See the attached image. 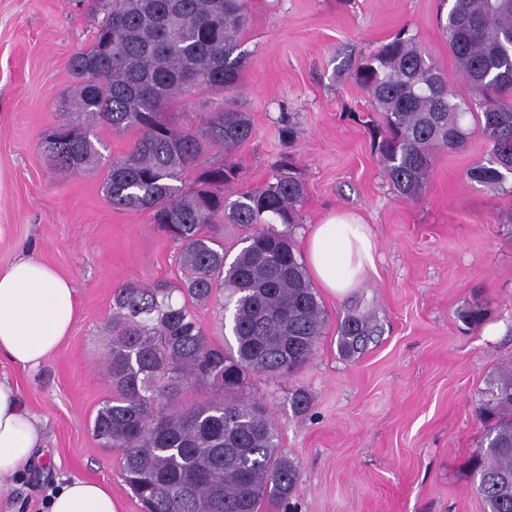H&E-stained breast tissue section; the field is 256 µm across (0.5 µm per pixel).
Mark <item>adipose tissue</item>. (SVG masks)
<instances>
[{
	"instance_id": "adipose-tissue-1",
	"label": "adipose tissue",
	"mask_w": 512,
	"mask_h": 512,
	"mask_svg": "<svg viewBox=\"0 0 512 512\" xmlns=\"http://www.w3.org/2000/svg\"><path fill=\"white\" fill-rule=\"evenodd\" d=\"M376 245L352 213L333 211L312 225L304 258L321 288L343 295L373 267ZM78 317L72 282L42 261L25 257L0 269V354L15 365L38 366L68 338ZM42 433L17 387L0 382V482L42 459ZM47 512H121L110 485L63 479L46 499Z\"/></svg>"
}]
</instances>
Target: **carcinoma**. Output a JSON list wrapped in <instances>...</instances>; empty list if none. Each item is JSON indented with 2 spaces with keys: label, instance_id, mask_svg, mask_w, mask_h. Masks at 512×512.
<instances>
[{
  "label": "carcinoma",
  "instance_id": "1",
  "mask_svg": "<svg viewBox=\"0 0 512 512\" xmlns=\"http://www.w3.org/2000/svg\"><path fill=\"white\" fill-rule=\"evenodd\" d=\"M105 12L92 45L69 63L77 85L68 111L40 148L67 171L103 172L112 207L146 213L181 248V284L127 283L116 290L105 363L112 391L92 433L115 450L145 512H261L297 492V465L277 451L267 406L240 396L247 376L292 377L309 364L328 316L293 240L306 185L287 154L258 189L236 190L235 167L196 173L215 147L249 140L253 124L235 102L244 70L238 51L247 0H88ZM442 29L461 92L409 30L345 70L369 95L373 147L404 201L421 198L438 149L465 145L471 116L488 141L468 178L503 191L512 180V0H451ZM208 89L212 112L176 126L168 111ZM282 139L299 137L279 116ZM136 132L120 157L105 159L92 128ZM246 229L229 258L224 224ZM213 306L235 345L215 342L196 314ZM380 333L369 313L349 309L337 324L352 355ZM484 452L471 461L486 512H512V370L490 383L476 408Z\"/></svg>",
  "mask_w": 512,
  "mask_h": 512
}]
</instances>
